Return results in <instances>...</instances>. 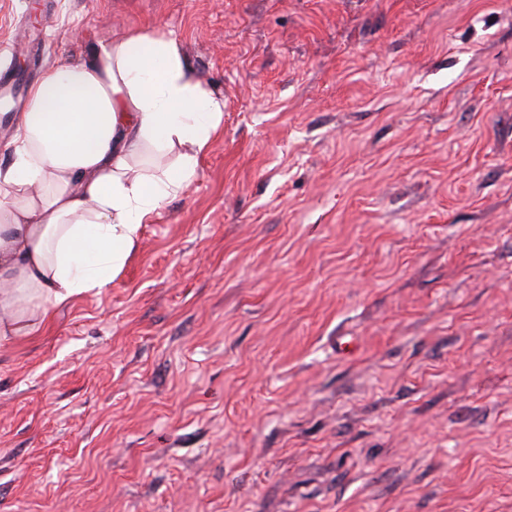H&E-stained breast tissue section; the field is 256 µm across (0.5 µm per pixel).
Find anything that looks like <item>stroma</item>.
Instances as JSON below:
<instances>
[{
    "label": "stroma",
    "instance_id": "1",
    "mask_svg": "<svg viewBox=\"0 0 512 512\" xmlns=\"http://www.w3.org/2000/svg\"><path fill=\"white\" fill-rule=\"evenodd\" d=\"M137 27L222 128L0 344V512H512V0H0V76Z\"/></svg>",
    "mask_w": 512,
    "mask_h": 512
}]
</instances>
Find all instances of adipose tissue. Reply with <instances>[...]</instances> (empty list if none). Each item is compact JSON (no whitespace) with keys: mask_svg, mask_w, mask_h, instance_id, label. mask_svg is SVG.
I'll return each instance as SVG.
<instances>
[{"mask_svg":"<svg viewBox=\"0 0 512 512\" xmlns=\"http://www.w3.org/2000/svg\"><path fill=\"white\" fill-rule=\"evenodd\" d=\"M223 117L175 41L140 29L44 73L0 166V342L111 283L143 224L190 186Z\"/></svg>","mask_w":512,"mask_h":512,"instance_id":"obj_1","label":"adipose tissue"}]
</instances>
